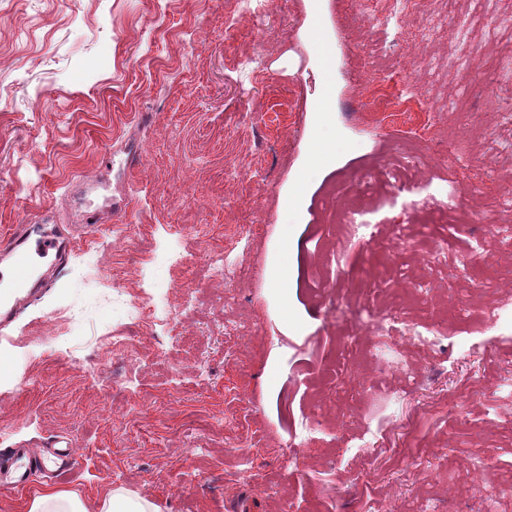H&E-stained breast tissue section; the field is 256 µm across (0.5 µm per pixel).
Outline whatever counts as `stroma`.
<instances>
[{"instance_id":"1","label":"stroma","mask_w":512,"mask_h":512,"mask_svg":"<svg viewBox=\"0 0 512 512\" xmlns=\"http://www.w3.org/2000/svg\"><path fill=\"white\" fill-rule=\"evenodd\" d=\"M495 9L438 0L375 39L370 0L247 17L232 0H0V249L17 224L77 238L0 341V449L64 444L74 468L0 488V512L42 486L89 512L115 488L160 512H512V326L474 327L512 299V259L484 262L500 246L477 225L454 234L423 172L404 171L408 197L372 175L388 146L463 134L445 178L490 165L482 205L512 225V124L492 114L512 88L425 65L455 59L465 25L473 51L492 28L507 44L512 0ZM383 65L443 112L378 111ZM118 200V222L83 230L87 203L110 217ZM337 207L360 210L357 235ZM377 280L431 341L398 344L402 370L380 353L336 376L356 332L336 310ZM137 297L156 323L130 325ZM122 333L132 348L106 344ZM368 388L378 446L356 457Z\"/></svg>"}]
</instances>
